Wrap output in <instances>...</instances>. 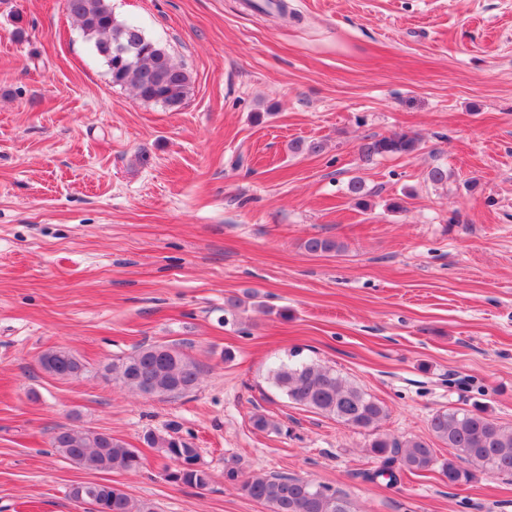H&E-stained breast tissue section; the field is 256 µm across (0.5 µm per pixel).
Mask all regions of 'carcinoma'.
<instances>
[{
  "instance_id": "1",
  "label": "carcinoma",
  "mask_w": 512,
  "mask_h": 512,
  "mask_svg": "<svg viewBox=\"0 0 512 512\" xmlns=\"http://www.w3.org/2000/svg\"><path fill=\"white\" fill-rule=\"evenodd\" d=\"M66 9L94 54L108 67L112 83L132 89L145 102L177 109L191 86V75L174 62L168 49L147 37L139 26L120 21L109 0H66ZM419 138L408 133L368 136L359 155L368 162L376 157L414 152ZM304 248L312 253H339L341 243L311 237ZM41 368L59 377L77 378L85 365L70 351L50 349L40 357ZM107 370L112 379L130 391L169 398L193 391L203 368L178 342L138 346ZM269 381L293 404L331 416L355 430H369L385 417L380 401L351 383L329 366L317 363L280 362L269 370ZM432 434L453 449V457L438 460L434 449L421 439L403 442L374 438L366 452L380 463L383 473L397 465L410 473L439 468L450 485L471 482L475 473L459 465L464 461L483 471L512 476V429H506L483 410L448 408L429 420ZM146 441L174 463L166 471L169 482L203 490L211 475L200 461L198 449L179 437L149 433ZM51 445L64 459L87 470L136 472L143 466L138 449L106 432L57 427ZM224 481L243 495L269 506L270 512H353L346 493L325 484L285 474L245 475L235 457L224 460ZM75 500L95 505V512H153L121 489L89 482L71 488Z\"/></svg>"
}]
</instances>
